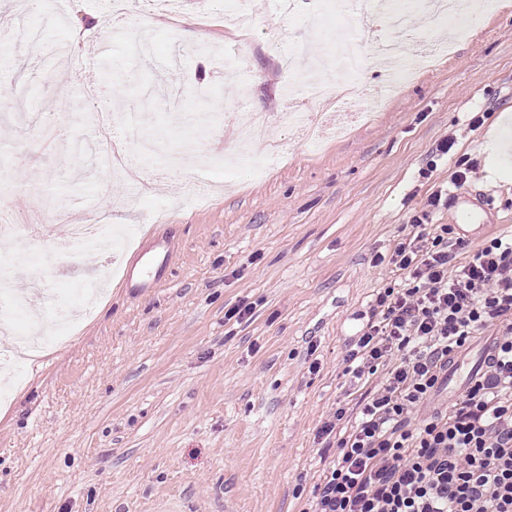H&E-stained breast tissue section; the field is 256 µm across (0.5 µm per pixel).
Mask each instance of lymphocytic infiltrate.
<instances>
[{
	"instance_id": "lymphocytic-infiltrate-1",
	"label": "lymphocytic infiltrate",
	"mask_w": 512,
	"mask_h": 512,
	"mask_svg": "<svg viewBox=\"0 0 512 512\" xmlns=\"http://www.w3.org/2000/svg\"><path fill=\"white\" fill-rule=\"evenodd\" d=\"M398 243L397 288L377 293L347 356L355 412L321 434L337 456L302 512H512V237L457 261L447 224ZM482 373L428 410L448 364L488 327Z\"/></svg>"
}]
</instances>
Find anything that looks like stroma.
<instances>
[{
  "label": "stroma",
  "mask_w": 512,
  "mask_h": 512,
  "mask_svg": "<svg viewBox=\"0 0 512 512\" xmlns=\"http://www.w3.org/2000/svg\"><path fill=\"white\" fill-rule=\"evenodd\" d=\"M125 22L142 26L150 47L136 63L139 87L113 97L142 121L115 119L114 139L150 137L161 150L137 161L138 180L101 168L70 167L66 145L97 151L92 118L71 120L60 101L73 54L87 55L81 86L107 85L127 63V42L103 27L99 0H46L34 25L57 45L51 58L8 45L16 83L0 89V222L41 224L61 235L65 210L104 217L111 254L60 247L43 265V238L25 262L0 256V281L32 309L47 299L78 312L60 342L12 370L0 388V512H300L335 451L319 430L338 404L354 406L345 373L350 344L377 292L397 286L391 256L429 211L454 227L465 259L486 239L512 231V0H489L478 25L450 55L393 87V71L367 67L345 111L371 112L335 136V116L306 139L279 123L290 105L317 112L321 95L283 93L280 60L305 42L321 60L342 25L310 4L282 16L273 0H249L250 31L225 26L239 0H183L153 15L129 0ZM239 48L236 77L225 75V45ZM186 89L218 91L224 133L214 136L189 94L167 111L154 104L164 76ZM266 113L279 157L264 144L245 164L228 155L240 141L238 110ZM448 156L434 154L446 137ZM478 163L479 180L453 185L456 162ZM148 189H140V181ZM205 184L196 203L188 183ZM448 202L428 210L431 193ZM167 225L175 250L154 287H127L128 259ZM250 319L225 322L239 302Z\"/></svg>",
  "instance_id": "35a3bbf8"
}]
</instances>
